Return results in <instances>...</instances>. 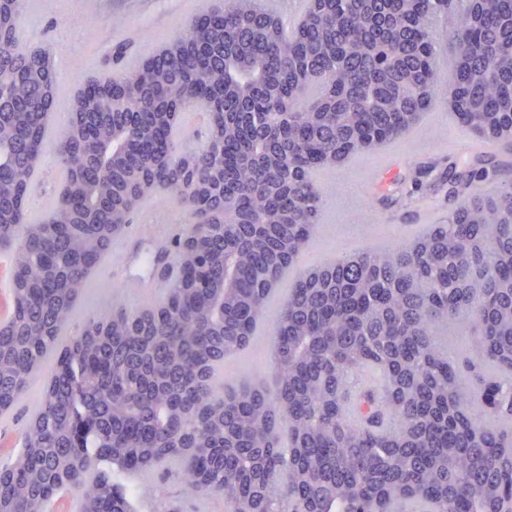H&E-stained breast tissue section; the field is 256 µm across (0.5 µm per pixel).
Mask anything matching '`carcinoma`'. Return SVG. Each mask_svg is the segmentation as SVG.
I'll return each mask as SVG.
<instances>
[{"label": "carcinoma", "mask_w": 512, "mask_h": 512, "mask_svg": "<svg viewBox=\"0 0 512 512\" xmlns=\"http://www.w3.org/2000/svg\"><path fill=\"white\" fill-rule=\"evenodd\" d=\"M264 2L224 0L138 65L88 81L55 148L66 196L33 220L52 117L41 82L21 76L37 66L21 42L27 0H0V251L13 254L16 294L0 327V413L60 351L0 479L8 512H44L57 474L80 466L92 472L80 512H124L120 479L169 464L228 512H512V191L471 193L504 169L495 159L448 163L439 185L453 205L424 237L296 280L275 320V392L219 377L322 220L314 171L401 136L450 97L480 136L512 123V0H310L291 37ZM438 13L458 25L433 31ZM441 40L456 55L446 88ZM194 110L202 144L182 125ZM124 127L132 138L112 142ZM215 172L236 219L211 229L203 255L184 241L224 223L197 204ZM160 195L190 218L163 297L136 311L118 300L59 347L108 225ZM461 317L476 335L465 353L438 333ZM195 440L211 452L192 453Z\"/></svg>", "instance_id": "1"}]
</instances>
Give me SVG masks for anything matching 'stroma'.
I'll use <instances>...</instances> for the list:
<instances>
[{
  "label": "stroma",
  "instance_id": "stroma-1",
  "mask_svg": "<svg viewBox=\"0 0 512 512\" xmlns=\"http://www.w3.org/2000/svg\"><path fill=\"white\" fill-rule=\"evenodd\" d=\"M179 0H93L89 11L75 10L58 15L53 8L27 10L21 22L22 36H34L36 45L56 51L62 33H70L75 45L65 63L57 69V79L66 96L59 102L52 124L46 134L43 165L37 177L45 179L57 175L54 147L64 132L69 119L70 95L88 79L108 72L114 50L131 54L141 40L153 39L157 44L174 37L185 25L179 17ZM429 124L419 130L420 143L410 146L398 139L401 156L388 177L380 182L375 209L384 218L399 224H414L419 219V208L431 202L440 209H449L450 203L443 191L437 189L436 178L448 165V142L470 137L471 132L460 122H449V108L439 104L432 109ZM372 153L364 157H349L332 169L333 181L322 186V209L325 223L335 225V234L314 232L306 248L282 274L275 288L266 314L257 322L249 347L242 353L227 358L224 381L240 386L262 381L267 389H274L275 377L266 349L268 337L273 336L275 314L290 287L316 260L340 254L373 252L383 247L385 238L377 232L353 227L352 209L362 206L359 190L362 183L372 178L374 168L362 169L358 160H372ZM421 179L424 187L412 192L414 179ZM56 366L55 358H48L41 370L33 376L30 391L10 411L0 414V423H6L22 434L36 412V399L50 380ZM127 484L136 496V512H161L170 507L173 512H224V500L215 496L189 495L176 472L158 471L152 484H143L140 475L127 476Z\"/></svg>",
  "mask_w": 512,
  "mask_h": 512
}]
</instances>
